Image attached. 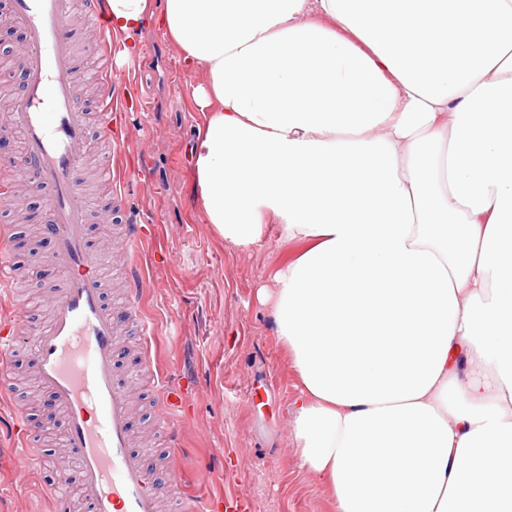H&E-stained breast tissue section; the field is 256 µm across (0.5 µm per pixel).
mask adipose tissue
<instances>
[{
  "mask_svg": "<svg viewBox=\"0 0 512 512\" xmlns=\"http://www.w3.org/2000/svg\"><path fill=\"white\" fill-rule=\"evenodd\" d=\"M161 30L203 124L193 201L239 249L336 512H512V0H105Z\"/></svg>",
  "mask_w": 512,
  "mask_h": 512,
  "instance_id": "1",
  "label": "adipose tissue"
}]
</instances>
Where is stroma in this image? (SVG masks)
Masks as SVG:
<instances>
[{
    "mask_svg": "<svg viewBox=\"0 0 512 512\" xmlns=\"http://www.w3.org/2000/svg\"><path fill=\"white\" fill-rule=\"evenodd\" d=\"M75 38L78 76L85 85L82 104L93 112L102 93L93 78L106 54L91 33L80 29ZM121 74L132 93L121 125L124 143L116 146L91 135L84 165L87 199L100 213L91 223L90 241L104 255L105 299L120 312L125 259L106 245L124 225L138 229L136 263L146 280L140 311L154 326L157 367L182 397L184 452L177 466L186 489L223 492L242 501L247 512H336L330 490L299 465L290 414L297 379L276 338L275 322L256 296L258 288L272 287L275 271L302 245L273 224L263 246L238 249L203 221L191 195L192 148L203 122L191 87L202 76L183 69L162 31L144 32L138 56ZM120 152L139 170L125 188L121 217L112 220L103 215L111 196L101 176ZM24 209L25 222L0 206V230L14 246L43 237L47 217L39 191H27ZM13 290L28 315L45 318L52 295L42 261L28 262ZM139 351L137 333L128 332L118 365L140 397L134 432L140 455L155 474L164 466L162 445L152 437L154 402L144 394ZM11 374L22 379L33 402L29 419L35 447L53 457L65 454L61 440L45 430L48 421L59 423L63 417L34 379L31 344L13 356ZM10 414L9 403L0 401V512H54L48 488L56 475L42 462L20 456Z\"/></svg>",
    "mask_w": 512,
    "mask_h": 512,
    "instance_id": "35a3bbf8",
    "label": "stroma"
}]
</instances>
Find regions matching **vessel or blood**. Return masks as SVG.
Segmentation results:
<instances>
[{
    "label": "vessel or blood",
    "instance_id": "obj_1",
    "mask_svg": "<svg viewBox=\"0 0 512 512\" xmlns=\"http://www.w3.org/2000/svg\"><path fill=\"white\" fill-rule=\"evenodd\" d=\"M12 13L26 30L25 85L11 103L6 127L21 134L27 173L49 206L51 222L44 233L50 246L43 264L48 279H60L61 285L46 327L21 311L0 315V392L10 388L14 348L29 337L37 379L64 414L72 466L59 484L76 487L90 512H158V480L147 473L134 446L132 386L116 368L121 318L103 298L101 257L88 245L89 213L78 177L88 121L77 103L68 0H12ZM102 108L99 135L109 140L124 104L107 100ZM141 364L153 375L169 457L177 459L180 435L172 417L180 407L166 378L154 372L150 355H143ZM223 503L220 493L187 497L182 512H218Z\"/></svg>",
    "mask_w": 512,
    "mask_h": 512
}]
</instances>
